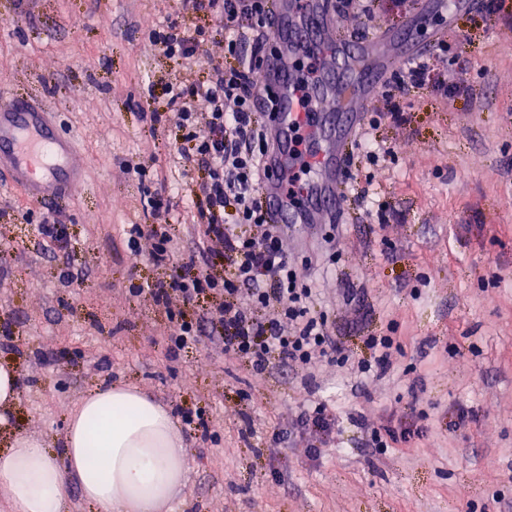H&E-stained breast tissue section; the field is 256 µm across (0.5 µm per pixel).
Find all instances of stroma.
Wrapping results in <instances>:
<instances>
[{"mask_svg": "<svg viewBox=\"0 0 512 512\" xmlns=\"http://www.w3.org/2000/svg\"><path fill=\"white\" fill-rule=\"evenodd\" d=\"M327 2L335 38L382 28L413 40L416 0H375L369 18ZM178 7L0 0V100L51 112L86 164L82 190L40 203L0 176V365L22 380L0 451L17 435L61 451L79 399L125 384L166 406L182 437L187 480L166 512H512V15H456L443 30L457 57L429 49L428 78L399 98L406 122L384 118L369 131L391 156L372 165L350 146L352 172L387 223L349 202L335 223L282 240L348 367L257 377L205 335L169 350L168 309L196 317L222 295L176 297L165 309L137 291L193 274L187 226L205 177L181 173L182 133L152 115L167 110L168 84L210 80L225 63L216 19ZM171 20L204 33L190 69L149 47L151 30ZM456 80L468 90L446 103L438 87ZM151 195L171 208L177 247L163 264L149 258V240L136 258L127 247L132 225L155 221ZM46 216L64 232L51 250L37 231ZM391 330L400 352L385 372L362 376L367 337ZM315 403L338 418L316 459L306 441L275 440ZM404 412L423 437L371 447L370 428Z\"/></svg>", "mask_w": 512, "mask_h": 512, "instance_id": "35a3bbf8", "label": "stroma"}]
</instances>
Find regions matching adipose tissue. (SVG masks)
I'll return each mask as SVG.
<instances>
[{
  "label": "adipose tissue",
  "mask_w": 512,
  "mask_h": 512,
  "mask_svg": "<svg viewBox=\"0 0 512 512\" xmlns=\"http://www.w3.org/2000/svg\"><path fill=\"white\" fill-rule=\"evenodd\" d=\"M58 465L40 441L17 436L0 453L12 512H64L72 484L96 512H162L185 482L182 439L168 409L135 387L81 398Z\"/></svg>",
  "instance_id": "obj_1"
}]
</instances>
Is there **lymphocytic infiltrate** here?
I'll use <instances>...</instances> for the list:
<instances>
[{
	"instance_id": "1",
	"label": "lymphocytic infiltrate",
	"mask_w": 512,
	"mask_h": 512,
	"mask_svg": "<svg viewBox=\"0 0 512 512\" xmlns=\"http://www.w3.org/2000/svg\"><path fill=\"white\" fill-rule=\"evenodd\" d=\"M270 2L180 0L181 11L204 12L219 20L235 64L216 69L208 82L169 84V110L153 116L182 131L186 146L178 155L183 165L206 172L193 199L205 231L193 251L192 277L146 287L150 298L164 306L175 296L191 302L207 290L223 295V306L210 317L213 338L259 377L276 365L308 374L340 350L327 317L312 316V288L291 267L281 246L284 231L269 222L260 191L270 176L271 143L262 115L272 112L275 94L270 87L257 91L250 74L265 58L247 52L246 45L252 31L268 28ZM199 40V34L172 21L151 32L149 46L181 66L194 57ZM201 100L207 104L203 112L197 109ZM229 208L234 211L230 218L225 215ZM216 243L232 270L225 279L210 272Z\"/></svg>"
}]
</instances>
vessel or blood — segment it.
Here are the masks:
<instances>
[{
    "label": "vessel or blood",
    "instance_id": "vessel-or-blood-1",
    "mask_svg": "<svg viewBox=\"0 0 512 512\" xmlns=\"http://www.w3.org/2000/svg\"><path fill=\"white\" fill-rule=\"evenodd\" d=\"M328 21L327 0H277L269 22L281 51L266 65L277 100L272 177L263 193L274 223L286 228L340 210L348 145L391 64L387 31L350 44L329 37ZM0 170L38 202L84 185L72 138L22 99L0 102Z\"/></svg>",
    "mask_w": 512,
    "mask_h": 512
}]
</instances>
